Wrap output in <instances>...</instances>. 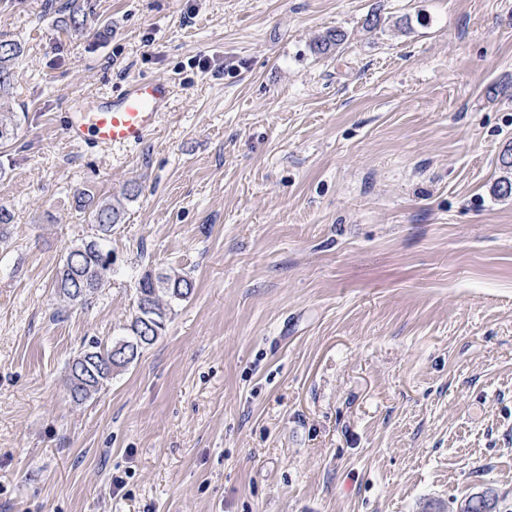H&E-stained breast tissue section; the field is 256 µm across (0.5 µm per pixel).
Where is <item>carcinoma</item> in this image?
Wrapping results in <instances>:
<instances>
[{"label": "carcinoma", "instance_id": "cac0c4a2", "mask_svg": "<svg viewBox=\"0 0 512 512\" xmlns=\"http://www.w3.org/2000/svg\"><path fill=\"white\" fill-rule=\"evenodd\" d=\"M342 31L328 30L315 39L313 52L328 56L345 41ZM21 54V45L14 40H0V96L11 84L12 67ZM0 145L8 144L17 130L15 115L0 110ZM504 175L495 184L494 192L502 197L512 196V151L502 157ZM75 210L88 214L97 226L96 236L81 241L68 249L59 265L54 288L60 298L69 303H86L92 299L112 275V251L105 242L112 236V228L121 220L120 204L110 199H95L81 193L75 197ZM194 285L186 275L176 273L146 272L138 282L135 315L126 327L127 334L110 346L97 341L90 342L69 363L67 387L71 400L80 404L101 390L115 369L125 368L139 358L143 349L153 344L168 318L161 298L171 302L190 297Z\"/></svg>", "mask_w": 512, "mask_h": 512}]
</instances>
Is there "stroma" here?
<instances>
[{"label": "stroma", "mask_w": 512, "mask_h": 512, "mask_svg": "<svg viewBox=\"0 0 512 512\" xmlns=\"http://www.w3.org/2000/svg\"><path fill=\"white\" fill-rule=\"evenodd\" d=\"M50 2L0 0V512H512V0H74L80 33ZM142 78L174 86L142 147L67 140ZM80 192L123 215L67 305ZM148 271L194 290L72 402ZM346 35L341 30H327L315 39L313 43V52L316 55H331L343 42ZM21 54V45L14 40H0V98L11 84L12 67Z\"/></svg>", "instance_id": "35a3bbf8"}]
</instances>
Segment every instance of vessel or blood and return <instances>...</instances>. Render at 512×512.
<instances>
[{"label": "vessel or blood", "instance_id": "vessel-or-blood-1", "mask_svg": "<svg viewBox=\"0 0 512 512\" xmlns=\"http://www.w3.org/2000/svg\"><path fill=\"white\" fill-rule=\"evenodd\" d=\"M172 95L169 81H132L118 94L75 107L65 125V135L78 144L138 149L157 129Z\"/></svg>", "mask_w": 512, "mask_h": 512}]
</instances>
